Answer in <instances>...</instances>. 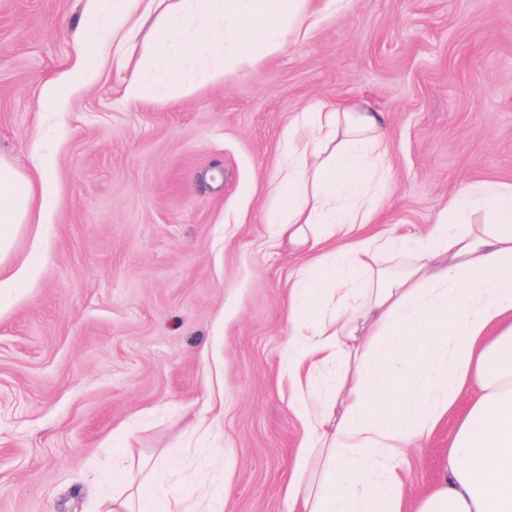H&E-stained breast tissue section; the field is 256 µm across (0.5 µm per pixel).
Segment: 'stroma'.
<instances>
[{"instance_id":"obj_1","label":"stroma","mask_w":512,"mask_h":512,"mask_svg":"<svg viewBox=\"0 0 512 512\" xmlns=\"http://www.w3.org/2000/svg\"><path fill=\"white\" fill-rule=\"evenodd\" d=\"M276 51L125 96L141 39L90 43L85 0H0V157L46 166L0 312V512H95L115 451L202 481L223 512H287L302 431L288 391L289 293L306 259L267 213L295 117L368 101L387 117L378 234L424 235L460 188L512 185V0H308ZM91 76L57 106L78 47ZM454 420L412 448L432 488Z\"/></svg>"}]
</instances>
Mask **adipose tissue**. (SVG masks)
<instances>
[{
	"label": "adipose tissue",
	"mask_w": 512,
	"mask_h": 512,
	"mask_svg": "<svg viewBox=\"0 0 512 512\" xmlns=\"http://www.w3.org/2000/svg\"><path fill=\"white\" fill-rule=\"evenodd\" d=\"M87 0L89 31L108 21L114 42L143 26L154 0ZM383 113L317 103L291 124L279 172L283 204L266 216L301 248L318 278L294 300L312 313L292 345L290 380L345 359L327 396L309 391L303 436L285 489L288 512H512V185L456 193L401 271L391 238L362 236L388 166ZM39 181L0 159V309L27 269L8 258L24 225L44 221ZM483 208L489 221L463 218ZM455 427L434 488L404 495L406 448L446 418ZM108 512H222L208 491L149 499L129 470Z\"/></svg>",
	"instance_id": "obj_1"
}]
</instances>
